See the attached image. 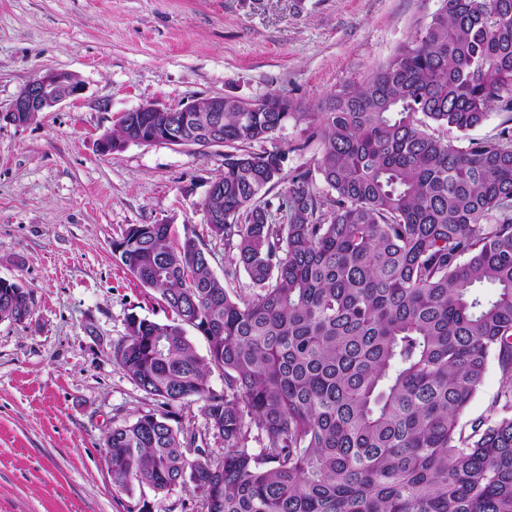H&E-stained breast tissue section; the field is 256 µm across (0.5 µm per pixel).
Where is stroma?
Instances as JSON below:
<instances>
[{
    "label": "stroma",
    "instance_id": "stroma-1",
    "mask_svg": "<svg viewBox=\"0 0 512 512\" xmlns=\"http://www.w3.org/2000/svg\"><path fill=\"white\" fill-rule=\"evenodd\" d=\"M439 0H0V111L50 71L83 91L24 125L0 120V278L34 310L0 322V512H196L168 496L113 486L104 440L158 403L112 358L135 314L164 322L158 294L112 243L132 224L199 234L216 274L228 257L202 204L224 149L98 141L124 112L179 110L214 96L279 91L328 107L362 83Z\"/></svg>",
    "mask_w": 512,
    "mask_h": 512
}]
</instances>
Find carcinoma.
Returning a JSON list of instances; mask_svg holds the SVG:
<instances>
[{"instance_id":"obj_1","label":"carcinoma","mask_w":512,"mask_h":512,"mask_svg":"<svg viewBox=\"0 0 512 512\" xmlns=\"http://www.w3.org/2000/svg\"><path fill=\"white\" fill-rule=\"evenodd\" d=\"M494 104L512 113V0H440L324 112L282 93L250 108L224 97V194L203 204L224 213L208 225L224 277L193 230L176 243L168 224H132L112 242L174 314L128 316L114 345L160 401L106 436L115 487L190 483L202 512H512V116L481 141L438 135L467 134ZM291 121L304 124L291 150L321 151L287 173L288 150L253 146ZM33 306L0 281V321ZM491 354L499 392L463 424ZM185 402L224 447L170 424Z\"/></svg>"}]
</instances>
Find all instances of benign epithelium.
<instances>
[{"label":"benign epithelium","instance_id":"benign-epithelium-1","mask_svg":"<svg viewBox=\"0 0 512 512\" xmlns=\"http://www.w3.org/2000/svg\"><path fill=\"white\" fill-rule=\"evenodd\" d=\"M83 87L76 75L66 71H49L29 81L17 94L9 111V121L21 125L26 123L23 114L34 117L67 101H73L82 93ZM182 116L174 123H162L145 132L150 141H162L170 145L184 146L189 141L204 136L216 143L224 142V97L217 96L205 105H190L181 109ZM209 112L210 120L201 126L195 113Z\"/></svg>","mask_w":512,"mask_h":512}]
</instances>
